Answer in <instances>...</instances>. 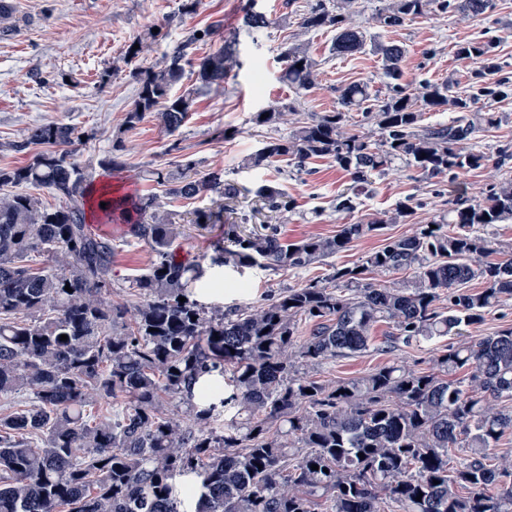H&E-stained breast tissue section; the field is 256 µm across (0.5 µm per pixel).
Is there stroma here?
Wrapping results in <instances>:
<instances>
[{"label": "stroma", "instance_id": "1", "mask_svg": "<svg viewBox=\"0 0 512 512\" xmlns=\"http://www.w3.org/2000/svg\"><path fill=\"white\" fill-rule=\"evenodd\" d=\"M13 32L0 37V167L27 164L32 151L12 150L28 128L61 121L76 128L85 141L84 158L99 160L112 153V142L122 139L124 167L116 173L97 171V182H111L135 190L136 194H161L150 178L153 169L176 170L182 161L197 162L200 171L218 170L225 179L241 186L269 183L279 186L293 209L276 224L279 236L300 241L311 236H333L342 225L360 216L394 213L407 206L409 214L384 225L372 235L354 241L347 250L302 269L250 268L243 274L225 271V279L249 284L248 293L225 288L202 295L205 304L223 307L258 305L289 288H300L326 276L332 268L360 264L364 256L387 239L416 234L448 207V178L441 175L418 180L402 161H394L374 178L360 196L354 212L338 210L336 199L350 185L349 175L325 159L309 161L297 168L281 159L259 169L246 167L247 158L268 138H283L291 123L258 127L251 117L267 101L289 96L279 79L282 54L292 44L308 42L321 62L313 87L301 100V116L337 109V91L353 83L369 84L383 93L377 56L365 52L354 57L330 53L331 31L306 33L299 14L306 0H258L257 9L273 25L259 36L242 27L246 0H200L195 13L182 10L183 0H12ZM487 15L468 18L439 11L402 27L383 30L381 36L406 48L403 62L405 82L418 88L424 81L440 83L454 79L458 93H469L473 63L457 59L456 44L484 34L497 36L496 54L507 75L512 76V0H494ZM212 28L210 39L196 43L192 58H200L237 37L240 66L223 85L201 90L194 112L176 133H167L154 118H146L135 129H126L124 118L138 89L129 66L112 65L134 39L156 32L157 38L141 60L147 67L160 62L193 29ZM209 198L168 200L183 230L172 247L171 257L186 265L209 266L215 245L224 237V227L193 224L195 210L210 207ZM90 228L112 241L113 301L134 305L128 276L147 268L153 259L148 245L137 239L129 226L104 224L99 214L89 215ZM444 339L390 351L369 350L347 359L327 360L308 368L319 380L358 378L373 368L399 363L413 369L427 368L443 350Z\"/></svg>", "mask_w": 512, "mask_h": 512}]
</instances>
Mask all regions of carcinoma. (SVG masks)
<instances>
[{
  "mask_svg": "<svg viewBox=\"0 0 512 512\" xmlns=\"http://www.w3.org/2000/svg\"><path fill=\"white\" fill-rule=\"evenodd\" d=\"M355 4L336 0L330 8L316 0L301 13V26L333 30V55L377 54L384 95L366 83L344 86L340 108L300 122L285 141L263 142L247 159L261 167L286 157L300 168L330 160L351 176L354 193L339 202L349 212L357 191L397 159L424 179L448 175V211L412 236L387 239L354 267H335L259 305L207 306L198 295L224 282L170 258L176 214L155 195L111 197L107 220L133 225V235L154 253L143 272L128 278L138 297L128 324L127 307L108 294L112 241L88 228L93 164L77 155L75 128L37 124L12 144L16 151L46 150L24 166L0 168V397L31 399L28 410L0 415V512H187L189 501L193 512H381L384 501L396 512H512V462L494 452L512 428V405L498 404L512 401V327L448 343L427 370L389 363L336 381L301 371L368 351L381 322L394 332L379 349L410 347L463 336L512 299V251L478 233L512 221V179L487 185L474 203L458 181L460 172L491 161L468 144L501 121L499 113L472 105L482 97L512 98V78L498 76L495 42L456 45L457 57L477 64L473 93L463 98L451 78L411 91L402 83L405 48L372 31L433 11L479 17L493 0H384L372 23L352 19ZM242 11V25L253 32L274 24L249 4ZM198 32L162 62L134 68L139 89L128 126L151 114L166 130H178L199 91L223 84L238 65L236 39H226L197 63L199 86L173 94L188 49L210 35L208 28ZM282 59L281 80L293 98L254 113L257 126L296 111L315 83L319 63L307 44L289 47ZM441 109L458 116L422 125L425 113ZM357 113L377 128L379 142L345 130ZM152 175L167 196L210 197L217 210L196 211L197 224L220 221L240 193L221 172L200 174L192 160L176 173ZM20 185L46 189L62 204L48 208L31 193L11 191ZM256 194L272 211L292 209L274 186L262 184ZM384 223L361 219L332 237L291 243L271 226L258 232L230 224L212 265L302 268ZM32 253L48 264L29 266ZM409 270V285L368 281L375 272ZM475 279L482 287L472 291ZM303 324L310 325L306 336ZM227 382L234 389L228 397ZM103 398L112 399V413L91 417ZM170 401L181 415L166 410ZM228 405L235 414L215 425ZM456 448L467 449V458L452 466Z\"/></svg>",
  "mask_w": 512,
  "mask_h": 512,
  "instance_id": "cac0c4a2",
  "label": "carcinoma"
}]
</instances>
